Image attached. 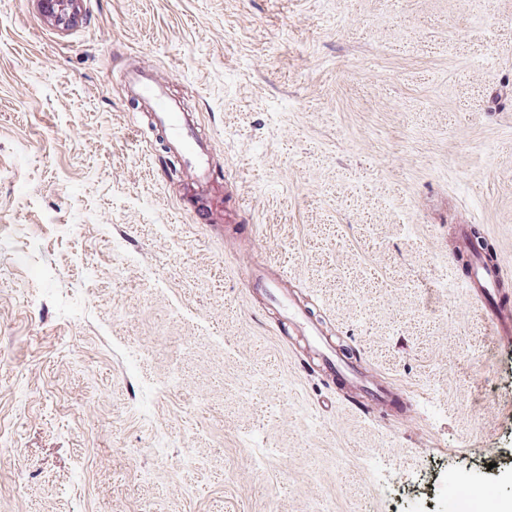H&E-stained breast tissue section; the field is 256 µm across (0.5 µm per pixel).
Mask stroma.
<instances>
[{"mask_svg":"<svg viewBox=\"0 0 512 512\" xmlns=\"http://www.w3.org/2000/svg\"><path fill=\"white\" fill-rule=\"evenodd\" d=\"M267 252L167 167L140 58ZM512 256V0H0V512H512V345L453 224ZM288 279L413 432L296 367L242 269ZM451 492L458 512H492L500 501L499 487L492 480L477 485L458 483Z\"/></svg>","mask_w":512,"mask_h":512,"instance_id":"1","label":"stroma"}]
</instances>
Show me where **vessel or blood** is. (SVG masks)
Returning <instances> with one entry per match:
<instances>
[{
  "instance_id": "b4317fda",
  "label": "vessel or blood",
  "mask_w": 512,
  "mask_h": 512,
  "mask_svg": "<svg viewBox=\"0 0 512 512\" xmlns=\"http://www.w3.org/2000/svg\"><path fill=\"white\" fill-rule=\"evenodd\" d=\"M171 80L166 71L143 62L127 71L125 94L147 112L167 153L180 161L186 183L207 201L212 214L223 215L229 225L240 223L241 203L229 205L224 201L225 186L212 162L213 142L201 133L195 113L171 94ZM471 230L467 223L453 227L456 247L466 261L465 299L480 312L502 343L511 344L512 261L473 245ZM244 280L250 296L277 309L284 329L304 352L302 368L345 394L347 409L379 418L391 416L405 429L414 427L417 411L405 390L365 371L359 361L348 356L281 278L271 275L266 268L250 267Z\"/></svg>"
}]
</instances>
